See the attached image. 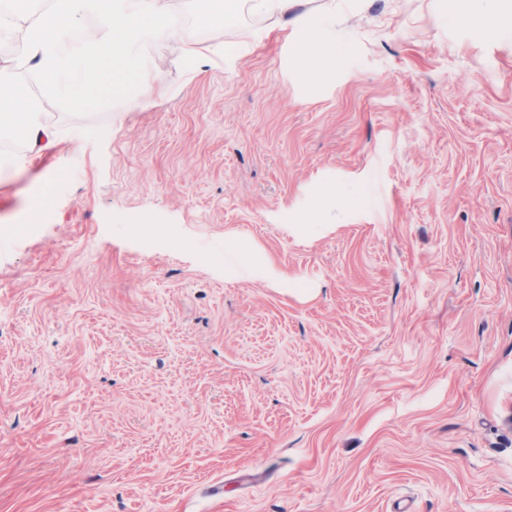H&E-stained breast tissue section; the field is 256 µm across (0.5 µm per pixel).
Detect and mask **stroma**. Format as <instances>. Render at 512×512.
Wrapping results in <instances>:
<instances>
[{
    "instance_id": "35a3bbf8",
    "label": "stroma",
    "mask_w": 512,
    "mask_h": 512,
    "mask_svg": "<svg viewBox=\"0 0 512 512\" xmlns=\"http://www.w3.org/2000/svg\"><path fill=\"white\" fill-rule=\"evenodd\" d=\"M175 6L168 99L0 134V512H512V0H336L322 80ZM495 0H460L459 13L463 20H469L472 24L496 23L501 16L496 10L490 7H483L482 4L490 5Z\"/></svg>"
}]
</instances>
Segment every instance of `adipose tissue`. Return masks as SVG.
Returning <instances> with one entry per match:
<instances>
[{
	"label": "adipose tissue",
	"instance_id": "adipose-tissue-1",
	"mask_svg": "<svg viewBox=\"0 0 512 512\" xmlns=\"http://www.w3.org/2000/svg\"><path fill=\"white\" fill-rule=\"evenodd\" d=\"M297 4L298 0H252L255 13L297 31V38L288 44L290 67L318 77L320 62L331 47L303 38V30L314 25L316 16L297 11ZM86 16L95 18L94 27L74 26V19ZM1 32L19 37L21 56L0 55V130L16 129L29 150L36 152L56 146L57 137L39 113L27 110L19 95V63L29 64L55 93L73 81L99 97L136 86L149 104L170 93L160 80L159 63L148 58L152 41L173 43L191 63L200 56L199 48L185 41L172 0H51L34 19L13 10L8 0H0Z\"/></svg>",
	"mask_w": 512,
	"mask_h": 512
}]
</instances>
